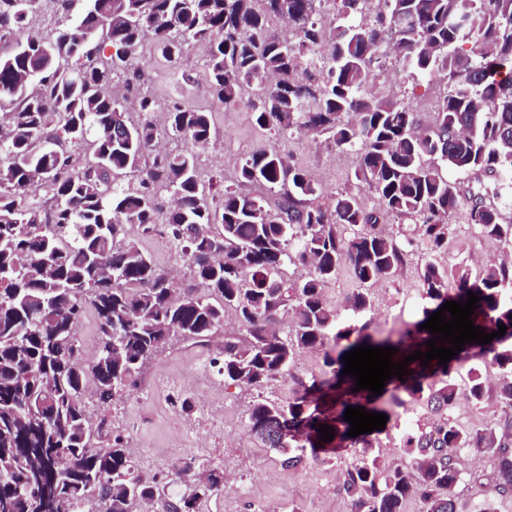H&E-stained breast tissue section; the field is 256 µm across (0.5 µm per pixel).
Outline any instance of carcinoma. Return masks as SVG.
<instances>
[{"instance_id":"1","label":"carcinoma","mask_w":512,"mask_h":512,"mask_svg":"<svg viewBox=\"0 0 512 512\" xmlns=\"http://www.w3.org/2000/svg\"><path fill=\"white\" fill-rule=\"evenodd\" d=\"M37 2L0 0V512H85L93 498L106 512H133L159 496L161 481L138 471L125 437L103 421L92 426L86 381L106 404L137 386L168 339L213 336L229 311L238 329L224 336L212 368L239 388L288 375V401H251L250 430L295 469L306 447L333 446L318 432L331 426L338 445L354 449L340 469L349 512H406L413 498L419 512H457L454 488L480 480L465 474L464 453L489 458L498 491L512 494V416L466 428L451 418L462 399L512 409V258L475 279L466 266L426 261L421 298L432 308L394 343L341 319L324 295L347 265L357 288L346 307L367 312L370 288L395 281L408 247L434 255L447 246L459 212L481 235L512 244V222L485 201L512 189V0H334L329 23L317 16L322 0H288L290 38L268 25L279 0H54L49 38L26 33ZM148 38L172 65L189 42L207 43L208 90L226 106L243 85L263 86L250 107L277 138L303 129L356 152L354 181L369 186L378 207L366 208L351 188L325 196L276 145L257 146L233 183L206 187L197 150L213 142L212 115L173 103L168 134L190 148H160L156 101L135 62ZM385 45L406 76L447 80L431 126L372 91L388 71ZM451 171L489 182L464 192ZM255 183L275 202L241 190ZM390 216L397 226L385 224ZM158 224L195 286L177 287L131 238V228L148 237ZM287 264L308 275L284 278ZM470 292L481 297L474 325L507 330L475 356H454L465 367L463 389L448 365L428 385L421 361L407 366L405 392L429 414L401 436L410 463L385 462L369 433L347 436L345 411L363 406L369 390L341 396L332 417L312 406L313 394L335 389L345 353L391 346L400 362L424 352L434 337L424 320ZM88 303L100 336L91 366L75 338ZM305 350L322 352L327 367L308 382L295 374ZM488 366L500 374L493 386ZM224 484V471L210 466L205 484L168 498L164 512H201Z\"/></svg>"}]
</instances>
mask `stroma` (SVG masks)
Instances as JSON below:
<instances>
[{
  "mask_svg": "<svg viewBox=\"0 0 512 512\" xmlns=\"http://www.w3.org/2000/svg\"><path fill=\"white\" fill-rule=\"evenodd\" d=\"M151 56L146 88L158 100L157 126L167 123L166 106L179 101L186 109H205L213 114L219 136L202 150L199 168L202 178L223 173L232 181L236 162L260 144L271 143L273 136L260 129L248 103L259 92L257 85L244 86L240 102L232 107L213 99L207 92L205 58L207 48L200 43L186 47L183 68L193 83L180 88L177 76L162 58L145 48ZM446 90L442 75L424 76L418 81L385 78L377 82L378 95L399 100L414 107L418 102H432ZM295 162L307 169L332 194L351 184L357 164L356 155L341 151L307 135H297L284 144ZM455 226L443 257L448 264L468 265L472 275L499 260L512 246L490 241L465 224L461 215L451 219ZM424 259L415 253L399 281L392 286L373 288V305L367 317L383 335L398 338L423 317L424 300L420 296L418 269ZM224 346L223 336H215L200 346L174 336L152 357L138 386L117 396L109 406H100L94 396L86 405L93 419L107 418L113 430L121 432L127 451L143 475L167 473L172 466L167 452L174 447L188 449L193 461L211 465L229 474L223 492L203 503V512H250V504H262L269 512H348L346 499L337 483L330 481V467L307 463L285 470L273 451L259 447L248 427V391L225 386L223 378L212 376L207 383L188 389L193 402L191 412L171 407L166 399L167 385L181 383L185 377ZM246 438L248 445L235 449L234 442ZM484 474L478 483L463 481L455 489L462 512H512V497L500 495L489 460H480Z\"/></svg>",
  "mask_w": 512,
  "mask_h": 512,
  "instance_id": "1",
  "label": "stroma"
}]
</instances>
